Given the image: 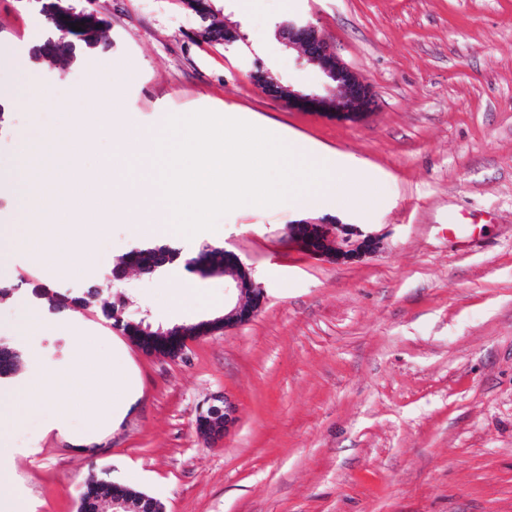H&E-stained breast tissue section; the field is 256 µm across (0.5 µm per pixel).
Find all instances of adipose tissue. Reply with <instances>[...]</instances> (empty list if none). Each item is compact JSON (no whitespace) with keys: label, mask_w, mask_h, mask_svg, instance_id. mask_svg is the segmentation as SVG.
Here are the masks:
<instances>
[{"label":"adipose tissue","mask_w":512,"mask_h":512,"mask_svg":"<svg viewBox=\"0 0 512 512\" xmlns=\"http://www.w3.org/2000/svg\"><path fill=\"white\" fill-rule=\"evenodd\" d=\"M96 342L91 332L79 337L68 364L52 379L40 370L35 358H28L23 374L9 390L10 395L20 396L26 411L37 412L56 393L80 394L91 402L90 408L83 412L85 434L97 435L125 411L133 384L116 362L95 355Z\"/></svg>","instance_id":"ef3b65f1"}]
</instances>
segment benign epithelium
I'll return each mask as SVG.
<instances>
[{
    "mask_svg": "<svg viewBox=\"0 0 512 512\" xmlns=\"http://www.w3.org/2000/svg\"><path fill=\"white\" fill-rule=\"evenodd\" d=\"M39 5V13L53 21L57 27L58 40H76L83 32L95 28L101 30L106 20L97 13L85 9L67 8L60 0H33ZM80 30H75V27ZM276 39L283 47L298 52L300 64L319 68L322 89L303 91L294 84L264 69L256 73L257 87L266 94L275 97L291 108L315 112L340 121L356 122L370 114L372 93L370 86L354 71L347 67L336 55L333 46L325 39L319 28L311 23H299L290 20L277 28ZM301 224L307 228L309 238L297 237L294 225L288 227V238L301 251L309 248L308 239H319L326 248L316 251L313 256L329 259L338 263L353 262L378 252L383 246V238L375 232L363 230L356 224H342L339 221H309ZM232 258L233 283L230 289L239 295L247 293L264 295L262 286L255 281L239 256L229 251ZM260 307L249 306L239 299L236 303L224 307V314L201 321L200 335L207 336L215 332L240 326L250 322ZM236 421V409L229 399L218 404H210L207 414L196 422L200 434L213 440L222 439ZM112 512H163L156 507L154 499L142 498L136 504L117 497L112 500Z\"/></svg>",
    "mask_w": 512,
    "mask_h": 512,
    "instance_id": "obj_1",
    "label": "benign epithelium"
}]
</instances>
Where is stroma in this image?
Listing matches in <instances>:
<instances>
[{
    "label": "stroma",
    "mask_w": 512,
    "mask_h": 512,
    "mask_svg": "<svg viewBox=\"0 0 512 512\" xmlns=\"http://www.w3.org/2000/svg\"><path fill=\"white\" fill-rule=\"evenodd\" d=\"M68 2L106 20L108 47L63 71L30 54L45 18L0 0V225L24 221L11 194L18 134H61L116 99L146 128L200 109L249 113L338 157L363 201L239 207L192 237L187 250L237 254L265 301L241 327L189 338L175 359L142 353L101 302L123 297L127 321L189 326L236 300L227 276L177 268L161 282L131 270L113 286L112 267L141 243L134 223L95 230L77 276L53 243L39 259L0 240V285L21 287L0 299V336L52 375L81 328H94L96 353L139 385L95 437L77 410L61 429L55 408L25 414L0 451L14 482L0 512H77L93 473L165 512H512V0H213L245 36L231 47L194 41L199 21L181 0ZM295 18L318 25L370 85L366 120L300 112L252 83L259 63L321 88L317 67L274 37ZM109 64L113 85H92ZM26 71L48 92L36 107L14 93ZM302 219L356 224L384 245L353 263L308 256L287 234ZM186 283L192 308L172 302ZM35 284H92L100 301L59 311ZM33 305L47 321L25 340ZM218 396L237 422L213 443L196 416Z\"/></svg>",
    "instance_id": "obj_1"
}]
</instances>
